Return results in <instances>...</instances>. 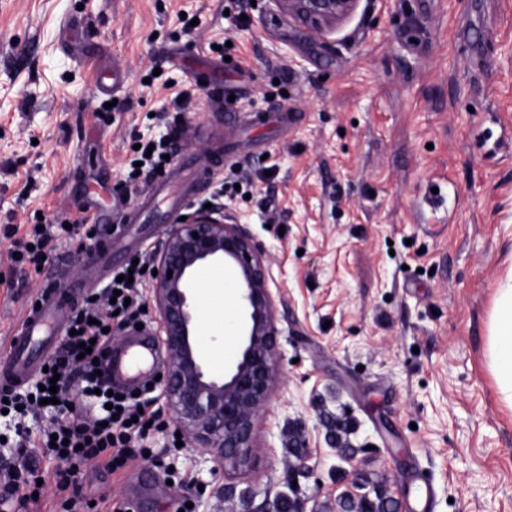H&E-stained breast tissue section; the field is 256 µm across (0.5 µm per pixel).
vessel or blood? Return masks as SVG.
I'll return each mask as SVG.
<instances>
[{"label": "vessel or blood", "instance_id": "b4317fda", "mask_svg": "<svg viewBox=\"0 0 512 512\" xmlns=\"http://www.w3.org/2000/svg\"><path fill=\"white\" fill-rule=\"evenodd\" d=\"M83 294L80 288H45L40 306L25 313L13 339L11 363L0 367V388H17L29 382L40 368L39 350L46 348L49 337L58 331L63 314L72 311ZM109 365L115 382L135 386L151 374L155 353L145 346L116 350Z\"/></svg>", "mask_w": 512, "mask_h": 512}]
</instances>
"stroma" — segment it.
Instances as JSON below:
<instances>
[{"label":"stroma","mask_w":512,"mask_h":512,"mask_svg":"<svg viewBox=\"0 0 512 512\" xmlns=\"http://www.w3.org/2000/svg\"><path fill=\"white\" fill-rule=\"evenodd\" d=\"M105 66L112 97L93 85ZM163 136L172 161L132 174L136 145ZM185 160L212 171L182 213L221 195L265 253L281 355L249 470L182 448L196 512L285 491L292 436L314 512L377 483L404 498L417 474L432 512H512V414L484 357L512 267V0H361L319 37L270 0H0V231L141 215L96 225L83 255L59 237L39 266L0 234V366L45 281L88 283L104 238L120 263L149 261L175 219L149 191ZM197 280L198 346L220 372L239 353L236 285L218 265ZM347 415L350 464L325 428ZM80 491L129 512L182 496L138 458L88 462Z\"/></svg>","instance_id":"35a3bbf8"}]
</instances>
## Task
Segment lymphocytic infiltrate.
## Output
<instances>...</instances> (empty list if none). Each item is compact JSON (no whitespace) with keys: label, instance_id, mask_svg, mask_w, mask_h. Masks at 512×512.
I'll use <instances>...</instances> for the list:
<instances>
[{"label":"lymphocytic infiltrate","instance_id":"1","mask_svg":"<svg viewBox=\"0 0 512 512\" xmlns=\"http://www.w3.org/2000/svg\"><path fill=\"white\" fill-rule=\"evenodd\" d=\"M119 279L110 280L102 290L107 306L83 299L74 310L61 349L50 356L47 371L39 372L34 383L15 390L0 391V411L14 413L44 411L49 427L37 442L44 453L63 457V470L41 472L34 458H26L19 466L0 474V488L6 494H21L29 502L39 484L54 485L64 494L67 512H87L90 503L73 491V478L91 460L101 461L108 470H117L134 457L144 456L152 433L160 431L162 422L149 411L148 400L123 392L110 395V385L98 376L95 362L105 356L103 331L112 323L133 327L141 323L143 302L135 284L141 270L118 269ZM133 274V282H125V274ZM91 344V353L80 350L81 344ZM80 377L79 391H72V377ZM57 386V401L49 403V384ZM65 440V447L52 446V439Z\"/></svg>","mask_w":512,"mask_h":512}]
</instances>
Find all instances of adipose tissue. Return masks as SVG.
Here are the masks:
<instances>
[{
  "instance_id": "ef3b65f1",
  "label": "adipose tissue",
  "mask_w": 512,
  "mask_h": 512,
  "mask_svg": "<svg viewBox=\"0 0 512 512\" xmlns=\"http://www.w3.org/2000/svg\"><path fill=\"white\" fill-rule=\"evenodd\" d=\"M486 358L498 400L512 412V272L494 293L488 317Z\"/></svg>"
}]
</instances>
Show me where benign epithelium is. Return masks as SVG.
Returning <instances> with one entry per match:
<instances>
[{"mask_svg":"<svg viewBox=\"0 0 512 512\" xmlns=\"http://www.w3.org/2000/svg\"><path fill=\"white\" fill-rule=\"evenodd\" d=\"M278 10L314 34L350 17L360 0H272ZM198 237H193V233ZM221 265L237 285L241 309L239 354L214 372L198 348L197 271ZM149 269V305L164 353L160 397L174 431L192 448L206 450L217 469L250 467L257 420L278 379L275 300L264 255L224 205L198 209L169 225Z\"/></svg>","mask_w":512,"mask_h":512,"instance_id":"7a95c632","label":"benign epithelium"}]
</instances>
